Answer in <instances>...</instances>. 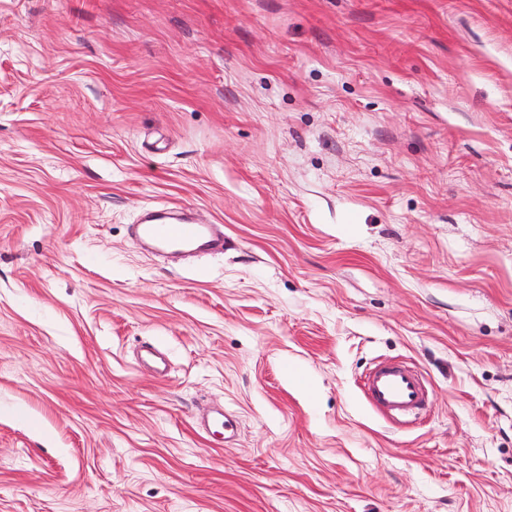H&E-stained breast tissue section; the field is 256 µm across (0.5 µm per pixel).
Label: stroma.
Segmentation results:
<instances>
[{
	"instance_id": "obj_1",
	"label": "stroma",
	"mask_w": 512,
	"mask_h": 512,
	"mask_svg": "<svg viewBox=\"0 0 512 512\" xmlns=\"http://www.w3.org/2000/svg\"><path fill=\"white\" fill-rule=\"evenodd\" d=\"M0 512H512V0H0ZM160 214H149L141 225L142 236L156 244L186 248L199 244L205 238V225L188 224ZM366 386L370 399L382 412L393 417H407L422 409L428 391L414 370L397 365H378L368 375Z\"/></svg>"
}]
</instances>
